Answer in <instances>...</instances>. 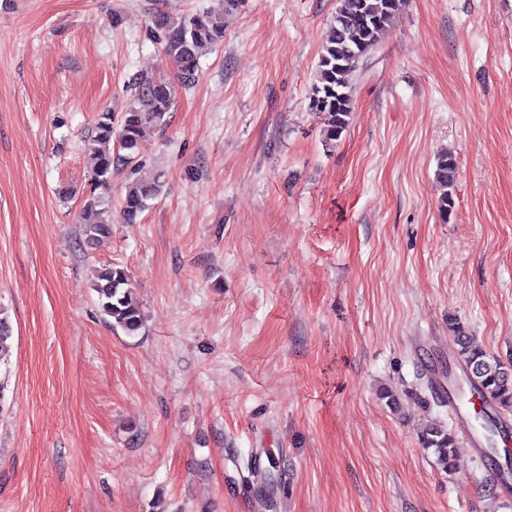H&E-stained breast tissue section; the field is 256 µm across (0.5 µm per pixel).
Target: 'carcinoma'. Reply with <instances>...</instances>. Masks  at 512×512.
Instances as JSON below:
<instances>
[{
    "mask_svg": "<svg viewBox=\"0 0 512 512\" xmlns=\"http://www.w3.org/2000/svg\"><path fill=\"white\" fill-rule=\"evenodd\" d=\"M404 0H340L334 25L328 31L317 65L309 110L325 116V139L337 140L348 124L353 90L360 70L377 50L390 19L402 8ZM156 43L165 56L179 67V80L189 85L196 78L201 50L224 41V5L200 12H186L177 19L162 17L154 31ZM176 90L172 83L141 77L137 82V101L119 120L112 113H101L96 123L91 149L97 165L93 189L102 192L91 196L81 212L84 243L101 246L112 234V211L104 192L112 181V167L131 162L138 154L149 129L166 123ZM118 137L119 153H112V136ZM456 160L445 153L436 162L434 177L442 189L438 210L448 217L454 208L452 194L456 179ZM160 191L159 180H140L128 186L122 199L121 212L132 223L148 208V201ZM94 290L101 313L112 326L134 335L142 327L139 306L132 298L129 274L108 265L98 271ZM459 361L468 370L467 382L474 393L504 411L512 409V364L490 355L469 332L464 323H450ZM424 448L432 450L437 465L448 471L453 466L457 439L454 433L438 423L428 425L421 433Z\"/></svg>",
    "mask_w": 512,
    "mask_h": 512,
    "instance_id": "1",
    "label": "carcinoma"
}]
</instances>
